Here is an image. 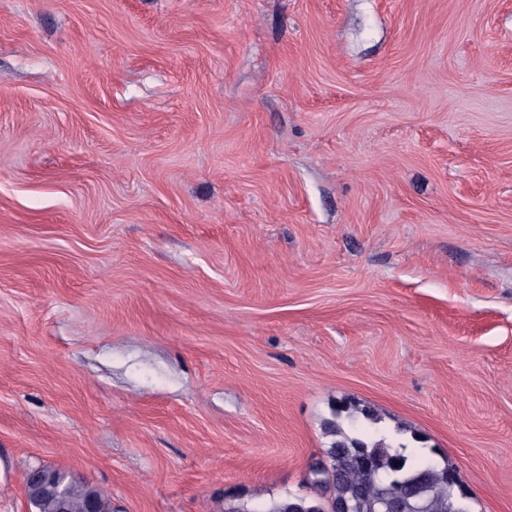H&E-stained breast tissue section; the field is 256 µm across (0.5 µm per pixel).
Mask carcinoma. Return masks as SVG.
Segmentation results:
<instances>
[{
	"label": "carcinoma",
	"mask_w": 512,
	"mask_h": 512,
	"mask_svg": "<svg viewBox=\"0 0 512 512\" xmlns=\"http://www.w3.org/2000/svg\"><path fill=\"white\" fill-rule=\"evenodd\" d=\"M361 417L374 425L381 422L371 409L336 405L323 421L330 445L310 466L313 492L289 495L261 512H331L338 504L352 512H383L386 500L401 512H468V493L448 462L406 454L384 436L359 431ZM67 491L70 512H84L92 494L99 497L101 512H111L109 500L85 482L71 481Z\"/></svg>",
	"instance_id": "cac0c4a2"
}]
</instances>
